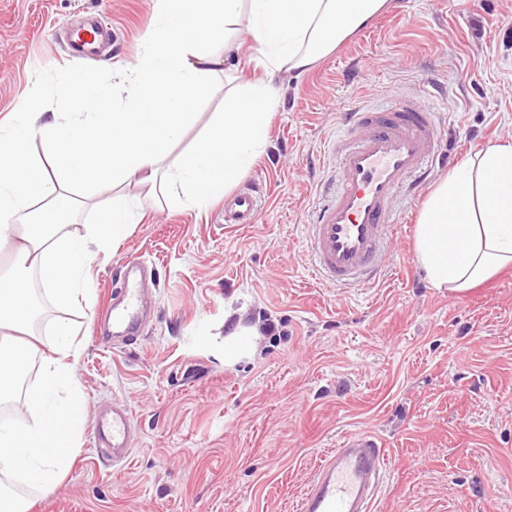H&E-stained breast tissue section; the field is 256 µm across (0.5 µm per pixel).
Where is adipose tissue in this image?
<instances>
[{"label": "adipose tissue", "mask_w": 512, "mask_h": 512, "mask_svg": "<svg viewBox=\"0 0 512 512\" xmlns=\"http://www.w3.org/2000/svg\"><path fill=\"white\" fill-rule=\"evenodd\" d=\"M386 0H155L156 21L143 52L111 84L70 74L55 94L66 109L43 120L38 98L21 102L0 124V246L12 262L0 272V330L25 336L35 298L64 308L93 301L90 268L140 223L125 184L152 181L169 206L206 208L251 168L263 149L273 92L261 82L232 86L224 109L177 159L173 143L195 117L232 51L240 15L269 71L303 70L366 24ZM223 41V52L212 44ZM41 138L51 165L29 151ZM109 191L99 223L73 231L79 202L73 189ZM415 253L433 287L459 293L512 267V140L487 146L451 169L425 200ZM58 343L38 356L33 343L0 339V403L23 395L26 421H0V477L14 491L0 493V512H29L21 487L43 489L68 472L83 426L76 374L80 355L65 320L53 325ZM37 380L18 391L32 358Z\"/></svg>", "instance_id": "adipose-tissue-1"}]
</instances>
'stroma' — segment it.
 <instances>
[{"label":"stroma","instance_id":"obj_1","mask_svg":"<svg viewBox=\"0 0 512 512\" xmlns=\"http://www.w3.org/2000/svg\"><path fill=\"white\" fill-rule=\"evenodd\" d=\"M87 15L112 31L102 55L67 61L52 36ZM512 0H388L310 70L270 78L265 152L245 182L270 187L254 224L228 225L222 201L169 208L130 184L140 224L90 270L92 308L71 313L85 401L81 446L57 484L27 490L30 512H298L314 471L345 436L386 445L372 512H512V267L463 294L433 288L414 239L428 187L488 145L512 139ZM154 0H0V122L70 72L100 81L138 59ZM187 147L224 102V77L265 78L240 30ZM432 82L443 158L425 190L400 197L380 281L341 290L316 280L305 226L335 167L324 150L345 113L381 108ZM148 270L140 340L112 345L97 321L131 257ZM274 335L263 334L266 321ZM253 353L228 361L235 325ZM124 406L138 445L100 457L101 411Z\"/></svg>","mask_w":512,"mask_h":512}]
</instances>
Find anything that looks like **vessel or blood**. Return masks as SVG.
Masks as SVG:
<instances>
[{
    "label": "vessel or blood",
    "mask_w": 512,
    "mask_h": 512,
    "mask_svg": "<svg viewBox=\"0 0 512 512\" xmlns=\"http://www.w3.org/2000/svg\"><path fill=\"white\" fill-rule=\"evenodd\" d=\"M109 34L97 17H89L73 33L74 55H96ZM434 94L401 95L382 109L345 113L343 128L327 144L337 164L334 179L323 187L322 201L307 226L306 241L314 276L337 288H362L379 280L382 257L389 252L396 225L394 201L414 186L439 154ZM268 186L251 183L224 199L228 224L257 223ZM140 258L129 259L112 291L108 319L113 327L136 331L145 295L133 275ZM99 448L112 451L113 461L126 459L136 440L131 417L122 408L97 420ZM385 444L370 432L344 438L319 466L300 502V512H372L385 470Z\"/></svg>",
    "instance_id": "1"
}]
</instances>
